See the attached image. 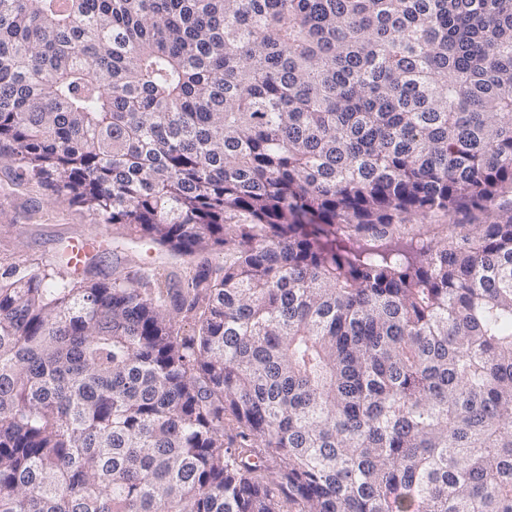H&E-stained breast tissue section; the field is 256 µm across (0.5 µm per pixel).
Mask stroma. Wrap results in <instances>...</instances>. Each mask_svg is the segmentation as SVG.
<instances>
[{
	"label": "stroma",
	"instance_id": "1",
	"mask_svg": "<svg viewBox=\"0 0 512 512\" xmlns=\"http://www.w3.org/2000/svg\"><path fill=\"white\" fill-rule=\"evenodd\" d=\"M97 240L92 276L111 278L115 269L172 271L188 275L189 259L167 248L130 235L112 224H99L97 216L31 182L20 184L8 160L0 158V262L27 265L36 261L56 265L64 247Z\"/></svg>",
	"mask_w": 512,
	"mask_h": 512
}]
</instances>
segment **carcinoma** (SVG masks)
Returning a JSON list of instances; mask_svg holds the SVG:
<instances>
[{
	"label": "carcinoma",
	"mask_w": 512,
	"mask_h": 512,
	"mask_svg": "<svg viewBox=\"0 0 512 512\" xmlns=\"http://www.w3.org/2000/svg\"><path fill=\"white\" fill-rule=\"evenodd\" d=\"M0 156L193 262L0 265V512H512V0H0Z\"/></svg>",
	"instance_id": "carcinoma-1"
}]
</instances>
